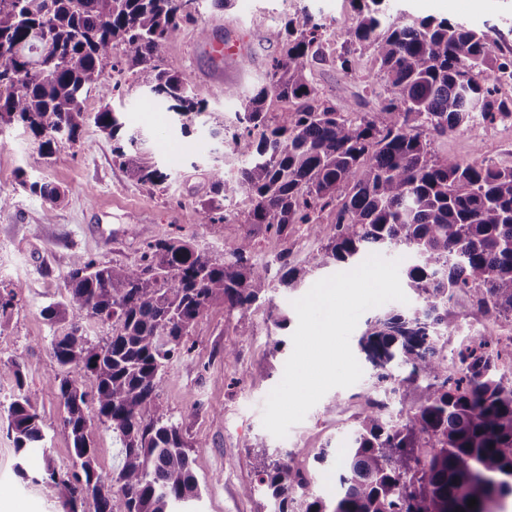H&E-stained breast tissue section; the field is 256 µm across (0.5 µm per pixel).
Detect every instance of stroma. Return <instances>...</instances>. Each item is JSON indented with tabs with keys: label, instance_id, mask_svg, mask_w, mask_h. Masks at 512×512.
<instances>
[{
	"label": "stroma",
	"instance_id": "stroma-1",
	"mask_svg": "<svg viewBox=\"0 0 512 512\" xmlns=\"http://www.w3.org/2000/svg\"><path fill=\"white\" fill-rule=\"evenodd\" d=\"M393 15L406 19L427 16L449 18L485 32L495 52H512V0H390ZM321 17L326 24L323 55L312 65L309 78L319 93L340 112H366L379 103L383 81L375 80L377 64L371 56L359 59L350 72L341 71L333 56L345 48V34L358 20L351 0H230L215 7L204 0L197 23L186 25L165 54L198 98L212 111L223 113L224 124L235 127L243 97L249 96L277 56L278 44L264 31L301 10ZM206 27L211 38H232L240 49L238 68L227 69L198 35ZM235 87L240 95H217L215 82ZM117 107L127 130L143 131L146 146L170 179L163 187L137 184L112 156V142L95 125H87L78 142H60L51 158L40 155L38 143L17 127L0 131V193L11 195L13 207L0 212V287L20 284L0 335V360L18 361L23 383L0 373V512H62L57 500L45 497L39 486L17 476V465L43 471L53 462L57 471L73 470L70 442L59 434L64 409L50 379L61 367L50 350L55 330L44 309L61 301L65 277L75 255L104 263L137 262L145 246L170 237L194 239L206 254L223 257L225 248L244 235L248 210L237 197L234 213L211 230L200 221L201 202L209 190L210 169L217 144L208 128L182 134L165 107L143 93L123 98ZM433 147L443 157L479 159L498 167L512 166V126L463 124L455 133L436 138ZM61 186L64 204L51 206L32 196L18 183V171ZM288 248L296 260L317 254L319 240L305 225H294L287 240L264 234L255 238L254 257L273 260ZM303 289L272 291L270 300L250 309L227 314L217 304L200 318L188 338L194 349L165 369L159 401L178 423L187 441L201 498L197 512H275L267 494L243 495V486L256 483L264 454L293 460L313 477L312 493L331 502L340 489L337 458L349 438L354 417L366 404V394L377 391L374 372L358 341L366 329L358 323L350 341L363 375L355 384L327 392L305 419L279 439L262 424L265 400L280 382L293 345L297 323L292 306ZM285 312L287 328H276L270 309ZM457 330L448 339L449 355L482 333H512V324L470 315L466 297L455 300ZM249 335H240L238 323ZM35 392L45 439L25 457L15 452L7 430L6 408L19 387ZM329 451L326 462L315 459L318 449Z\"/></svg>",
	"mask_w": 512,
	"mask_h": 512
}]
</instances>
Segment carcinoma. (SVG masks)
Returning a JSON list of instances; mask_svg holds the SVG:
<instances>
[{
    "mask_svg": "<svg viewBox=\"0 0 512 512\" xmlns=\"http://www.w3.org/2000/svg\"><path fill=\"white\" fill-rule=\"evenodd\" d=\"M185 2L0 0V130L22 125L50 157L58 142L78 141L88 117L83 95L98 88L103 106L94 120L112 139V155L131 180L165 183L170 174L143 148L144 134L123 131L110 99L146 89L184 133L212 114L181 73L163 65L168 45L196 22L197 10ZM351 2L359 21L336 66L349 72L355 54L373 56L387 87L379 105L348 117L320 97L308 73L325 25L312 14L271 27L268 38L282 50L264 82L237 113L234 130L218 120L210 129L223 158L236 157L245 137L255 152L233 178L213 166L211 196L201 205V223L214 229L226 221L224 201L242 194L252 228L222 259L180 237L148 243L132 264L77 255L62 301L44 309L53 325L76 312L112 322L103 343L77 326L50 342L65 368L53 385L66 412L59 433L73 445L76 471L65 477L48 464L31 477L16 465L21 479L61 500L66 512H82L89 498L95 512H188L198 484L188 444L158 401L164 369L191 353L187 336L213 305L230 314L247 310L275 288L268 267L253 261V237L286 238L293 224L307 225L322 246L302 265L291 261L290 249L280 251L278 282L287 288L317 268H350L367 253L398 248L411 255L403 285L422 308L370 318L360 340L380 386L409 409L393 421L368 404L355 417L334 504L313 497L294 510L306 475L282 459L263 462L257 484L243 494H271L277 512H497L512 499V384L496 376L497 342L481 336L460 348L457 374L448 372L444 354L455 330L448 304L459 294L473 313L512 321V166L441 158L433 149L435 138L465 122L512 116V102L481 84L512 81V59L461 22L405 23L390 19L389 0ZM109 64L125 65L135 79L121 91L108 87ZM20 177L32 194L64 202L60 187ZM325 215L330 222H322ZM395 359L399 377L388 369ZM0 372L17 382L6 412L23 455L44 440L36 396L23 389L19 362L0 361ZM95 424L119 444L109 480L98 471L89 434Z\"/></svg>",
    "mask_w": 512,
    "mask_h": 512,
    "instance_id": "1",
    "label": "carcinoma"
}]
</instances>
